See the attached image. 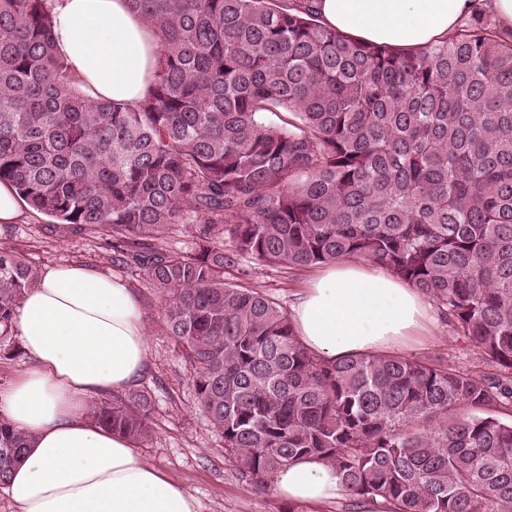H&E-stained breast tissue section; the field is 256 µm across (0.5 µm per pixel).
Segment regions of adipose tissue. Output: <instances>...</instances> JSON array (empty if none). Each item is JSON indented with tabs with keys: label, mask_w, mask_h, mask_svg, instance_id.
Masks as SVG:
<instances>
[{
	"label": "adipose tissue",
	"mask_w": 512,
	"mask_h": 512,
	"mask_svg": "<svg viewBox=\"0 0 512 512\" xmlns=\"http://www.w3.org/2000/svg\"><path fill=\"white\" fill-rule=\"evenodd\" d=\"M57 54L93 99L137 104L159 70L157 37L127 0H48ZM322 25L402 51L456 29L475 0H314ZM300 342L328 360L403 346L433 323L413 287L369 264L330 262L295 295ZM13 330L32 360L0 416L31 442L4 491L17 512H202L200 500L146 462L133 441L87 419L95 396L137 386L149 339L140 302L118 276L47 267L25 294ZM283 500L318 507L340 498L335 469L292 460L274 480Z\"/></svg>",
	"instance_id": "1"
}]
</instances>
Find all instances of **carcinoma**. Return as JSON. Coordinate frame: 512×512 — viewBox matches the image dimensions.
I'll return each instance as SVG.
<instances>
[{
	"label": "carcinoma",
	"instance_id": "cac0c4a2",
	"mask_svg": "<svg viewBox=\"0 0 512 512\" xmlns=\"http://www.w3.org/2000/svg\"><path fill=\"white\" fill-rule=\"evenodd\" d=\"M312 0H128L161 71L136 105L79 90L46 0H0V184L143 269L240 479L336 469L344 509L512 512V32L477 12L421 51L355 42ZM283 113L281 123L264 120ZM193 225L195 249L157 241ZM364 257L426 297L486 369L397 354L325 360L242 258ZM38 273L0 244V347ZM153 397L85 414L136 440ZM31 437L0 418V485Z\"/></svg>",
	"mask_w": 512,
	"mask_h": 512
}]
</instances>
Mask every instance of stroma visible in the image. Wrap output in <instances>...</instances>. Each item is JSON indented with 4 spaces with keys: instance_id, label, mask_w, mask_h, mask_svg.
<instances>
[{
    "instance_id": "35a3bbf8",
    "label": "stroma",
    "mask_w": 512,
    "mask_h": 512,
    "mask_svg": "<svg viewBox=\"0 0 512 512\" xmlns=\"http://www.w3.org/2000/svg\"><path fill=\"white\" fill-rule=\"evenodd\" d=\"M0 242L17 248L36 270L53 265H78L123 278L143 303V322L149 336L148 366L140 388L154 397L153 435L140 442L145 460L161 468L202 503L204 512H288V504L273 486L257 490L242 483L224 459V443L209 420L194 405L190 370L180 349L161 326V302L145 272L136 266H117L107 256L105 237L52 227L49 217L21 208L14 223L0 224ZM316 273L315 268L292 270L250 258L227 273L229 281L265 292L290 306L293 296ZM400 355L443 359L460 369L479 370L476 349L443 321L407 343Z\"/></svg>"
}]
</instances>
